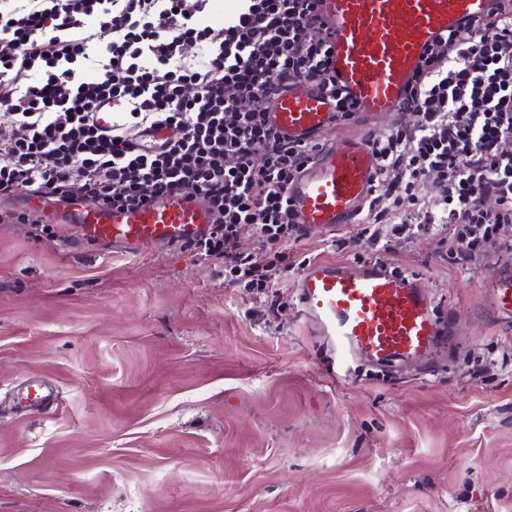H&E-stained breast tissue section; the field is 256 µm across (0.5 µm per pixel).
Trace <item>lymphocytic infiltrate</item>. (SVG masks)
I'll use <instances>...</instances> for the list:
<instances>
[{
	"mask_svg": "<svg viewBox=\"0 0 512 512\" xmlns=\"http://www.w3.org/2000/svg\"><path fill=\"white\" fill-rule=\"evenodd\" d=\"M236 2L215 24L209 0H0V109L14 115L0 132V200L136 208L188 190L212 215L200 253L230 283L270 287L275 262L239 253L238 240H303L287 188L320 145L289 142L267 114L298 80L334 99L337 123L356 111L328 74L319 0ZM87 69L93 78H79ZM371 145L381 167L361 232L377 252L429 233L465 267L507 248L512 0L426 50L396 122Z\"/></svg>",
	"mask_w": 512,
	"mask_h": 512,
	"instance_id": "obj_1",
	"label": "lymphocytic infiltrate"
}]
</instances>
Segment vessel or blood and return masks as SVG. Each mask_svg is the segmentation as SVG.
<instances>
[{
  "label": "vessel or blood",
  "instance_id": "obj_1",
  "mask_svg": "<svg viewBox=\"0 0 512 512\" xmlns=\"http://www.w3.org/2000/svg\"><path fill=\"white\" fill-rule=\"evenodd\" d=\"M495 0H320L333 37L330 75L360 113L397 112L425 50L449 31L487 16ZM333 104L306 81L275 101L271 124L296 142L317 140L333 122ZM379 169L366 135L343 136L324 146L290 185L288 196L304 233L325 234L358 222ZM80 240L137 255L202 238L211 223L196 198L180 195L138 209H103L82 203L57 213ZM485 300L498 318L512 322V264L504 263ZM307 323L325 336L341 359L375 366L430 358L446 330L433 300L415 277L376 262L340 267L311 264L297 282Z\"/></svg>",
  "mask_w": 512,
  "mask_h": 512
}]
</instances>
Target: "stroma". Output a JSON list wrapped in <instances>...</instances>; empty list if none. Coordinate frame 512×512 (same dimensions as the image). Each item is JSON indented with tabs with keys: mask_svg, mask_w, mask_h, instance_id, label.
Returning a JSON list of instances; mask_svg holds the SVG:
<instances>
[{
	"mask_svg": "<svg viewBox=\"0 0 512 512\" xmlns=\"http://www.w3.org/2000/svg\"><path fill=\"white\" fill-rule=\"evenodd\" d=\"M278 249L267 296L187 244L0 223V512H512L501 256L465 270L423 234L379 257L353 225ZM378 257L453 322L429 366L340 361L298 312L309 263ZM504 273L488 288L485 300L491 311L500 319L512 322V264H502Z\"/></svg>",
	"mask_w": 512,
	"mask_h": 512,
	"instance_id": "35a3bbf8",
	"label": "stroma"
}]
</instances>
